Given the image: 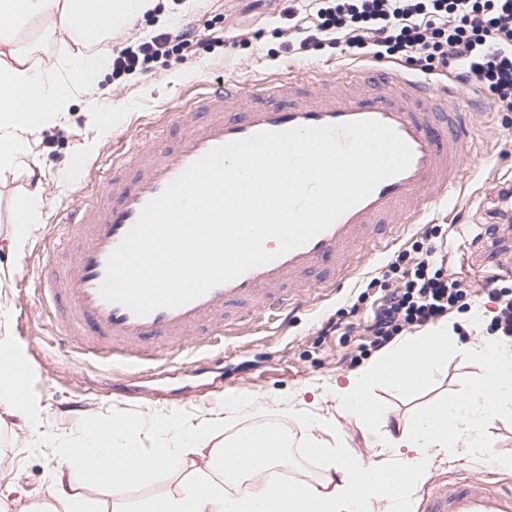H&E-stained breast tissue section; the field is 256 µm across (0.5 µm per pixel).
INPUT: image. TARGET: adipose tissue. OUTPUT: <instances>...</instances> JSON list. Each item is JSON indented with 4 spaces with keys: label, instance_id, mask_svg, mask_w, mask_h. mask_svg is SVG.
<instances>
[{
    "label": "adipose tissue",
    "instance_id": "1",
    "mask_svg": "<svg viewBox=\"0 0 512 512\" xmlns=\"http://www.w3.org/2000/svg\"><path fill=\"white\" fill-rule=\"evenodd\" d=\"M156 4L0 0V172L30 157L32 137L60 124L74 91L97 84L112 54L113 37ZM34 25L61 47L58 61L39 68L21 41ZM91 40L100 48L84 55L81 47ZM62 63L68 67L64 80L55 75ZM456 346L483 364L484 379L465 394L444 397L400 419L395 428L380 427L382 413L371 398L372 388L420 394ZM21 369L20 354L0 338V408L23 418L25 440H38L42 418L26 397ZM329 393L368 434L373 461L362 462L343 445H331L327 437L335 429L320 414L302 420L308 431L304 456L279 454L271 440L257 448L250 418L262 401L231 394L230 413L242 426L230 439L220 436V416L197 422L174 413L152 414L139 425L114 414L83 420L74 443L58 446L62 465L49 474L44 491L0 485V512H407L411 492L428 478L436 460L486 447L493 421L512 422V342L477 335L461 345L451 325L426 329L350 372ZM144 428L153 436L152 448L145 451L134 446ZM306 457L324 461L318 480L300 482L298 492L290 495L270 491L272 475L299 471ZM166 460L172 470L187 472V481L161 499L126 501L120 487L124 471H137L145 486L155 481ZM403 470L408 481L400 485L395 477Z\"/></svg>",
    "mask_w": 512,
    "mask_h": 512
}]
</instances>
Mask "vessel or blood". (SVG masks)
<instances>
[{
    "mask_svg": "<svg viewBox=\"0 0 512 512\" xmlns=\"http://www.w3.org/2000/svg\"><path fill=\"white\" fill-rule=\"evenodd\" d=\"M462 96L455 86L399 70L207 84L177 141L165 129L156 144L127 152L95 200L69 214L73 249L57 255L43 284L60 334L78 351L100 352L105 364L116 355L141 358L150 345L179 351L188 341L224 335L255 316H283L311 290L334 287L366 251L392 243L402 225L421 222L430 199L447 196L459 182L473 119L486 113L482 106L463 111ZM366 119L391 126L405 140L411 165L307 244L177 308L138 316L101 297L106 260L141 208L211 149L261 131ZM422 512H512V489L489 476L462 473L427 493Z\"/></svg>",
    "mask_w": 512,
    "mask_h": 512,
    "instance_id": "b4317fda",
    "label": "vessel or blood"
}]
</instances>
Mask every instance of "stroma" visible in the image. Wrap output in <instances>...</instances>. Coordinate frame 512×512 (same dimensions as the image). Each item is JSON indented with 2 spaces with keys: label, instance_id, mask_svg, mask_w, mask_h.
I'll return each mask as SVG.
<instances>
[{
  "label": "stroma",
  "instance_id": "obj_1",
  "mask_svg": "<svg viewBox=\"0 0 512 512\" xmlns=\"http://www.w3.org/2000/svg\"><path fill=\"white\" fill-rule=\"evenodd\" d=\"M190 7L170 8L165 19L148 14L112 41L121 48L148 39L157 30L192 23L196 43L187 62L162 57L152 64V76L114 75L104 69L89 92H76L68 118L37 138L31 159L0 175V337L10 338L22 351L28 368L27 397L47 418L50 430L72 438L81 417L118 413L129 422L148 414L178 413L207 418L224 413L228 393L262 397L263 408L254 422H265L291 436H299L297 420L288 417L281 402L310 387L325 389L351 372L344 354L357 352L365 339L363 328L385 290L376 279L384 264L408 249L428 230L442 234L450 268L469 290L470 305L481 307L485 318L496 308L484 281L492 273L488 250L471 252L469 236L494 223L496 196L502 183L512 180V122L505 113L492 112L472 132L460 184L445 199H431L418 224L402 229L385 250L366 256L359 267L334 288L308 293L293 303L288 326L279 319L260 316L249 325L204 346L163 355L138 365L115 361L104 370L98 358L84 355L57 333L41 279L57 245L63 244L62 226L70 212L90 200L99 181L112 170L113 159L134 147L148 145L164 113L196 95L200 83L233 76L246 83L301 72H333L341 68H373L368 55L341 52L326 46L301 54L289 47L283 31L289 24L311 25L312 13L298 11L293 19L282 14V0H190ZM248 41H241V34ZM111 107L117 120L102 129L89 118L92 105ZM40 190L42 216L18 253L4 248L17 222L16 203L27 192ZM340 316L338 333L322 335L331 316ZM483 367L456 351H449L448 366L428 392L435 399L445 392L467 391ZM22 418L0 411V447L14 461L13 474L29 489L46 484L61 459L49 448L26 447ZM512 455V423L491 430L489 447L474 458L435 462L431 479L449 483L464 470L484 474L485 458Z\"/></svg>",
  "mask_w": 512,
  "mask_h": 512
}]
</instances>
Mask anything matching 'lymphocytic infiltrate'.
Listing matches in <instances>:
<instances>
[{"label":"lymphocytic infiltrate","mask_w":512,"mask_h":512,"mask_svg":"<svg viewBox=\"0 0 512 512\" xmlns=\"http://www.w3.org/2000/svg\"><path fill=\"white\" fill-rule=\"evenodd\" d=\"M317 25L295 47L328 44L365 50L416 74L449 73L487 94L498 111L512 112V0H314ZM195 31L181 25L161 31L112 56L113 74L149 73L155 59L192 46ZM435 232L389 262L394 285L369 327L371 349L381 350L412 328L430 326L468 296L448 273Z\"/></svg>","instance_id":"f902f5d3"}]
</instances>
